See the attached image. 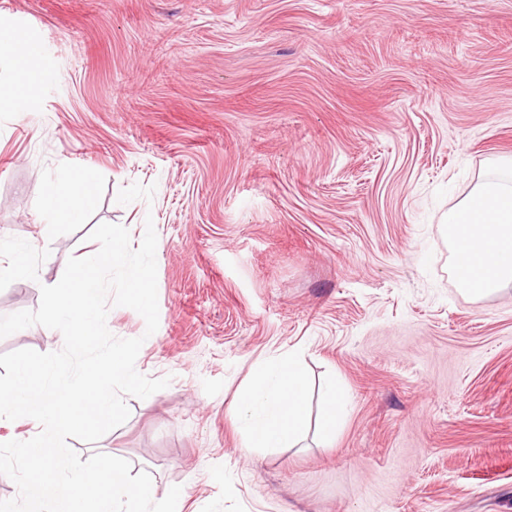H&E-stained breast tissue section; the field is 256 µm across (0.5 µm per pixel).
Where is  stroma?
Segmentation results:
<instances>
[{
	"instance_id": "35a3bbf8",
	"label": "stroma",
	"mask_w": 512,
	"mask_h": 512,
	"mask_svg": "<svg viewBox=\"0 0 512 512\" xmlns=\"http://www.w3.org/2000/svg\"><path fill=\"white\" fill-rule=\"evenodd\" d=\"M49 78L0 101V238L49 250L0 291L36 310L99 223L153 219L159 327L125 423L90 444L179 512H512V286L461 290L440 222L512 169V0H0ZM90 172L80 224L42 204ZM34 325L0 353L53 352ZM308 381L300 447L247 451L233 410L265 359ZM336 382L346 413L318 418ZM326 410L322 417L320 432L324 439L329 440L336 434V429L343 417V404L337 394L336 384H332L326 393Z\"/></svg>"
}]
</instances>
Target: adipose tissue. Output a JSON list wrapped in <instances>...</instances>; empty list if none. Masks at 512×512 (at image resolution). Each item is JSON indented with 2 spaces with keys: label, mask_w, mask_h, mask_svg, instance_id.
Here are the masks:
<instances>
[{
  "label": "adipose tissue",
  "mask_w": 512,
  "mask_h": 512,
  "mask_svg": "<svg viewBox=\"0 0 512 512\" xmlns=\"http://www.w3.org/2000/svg\"><path fill=\"white\" fill-rule=\"evenodd\" d=\"M10 19L0 17V55L13 59L21 85L42 83L44 73L34 64L35 41L15 42ZM89 192L87 177L60 175L45 198L46 214L57 224L77 220ZM442 222L459 255L460 288L482 296L512 285V181L490 179L479 183ZM481 254L489 277H475L465 253ZM306 380L300 362L291 355L270 358L257 368L251 385L236 407L235 418L247 447L291 448L298 444L306 421Z\"/></svg>",
  "instance_id": "ef3b65f1"
}]
</instances>
